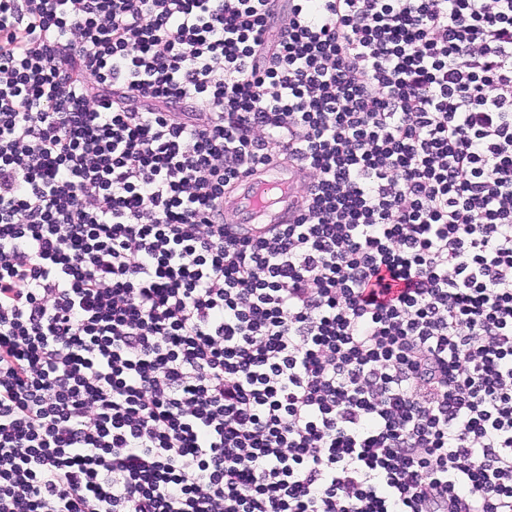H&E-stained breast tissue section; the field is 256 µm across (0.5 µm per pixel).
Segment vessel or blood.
I'll use <instances>...</instances> for the list:
<instances>
[{"label": "vessel or blood", "instance_id": "vessel-or-blood-1", "mask_svg": "<svg viewBox=\"0 0 512 512\" xmlns=\"http://www.w3.org/2000/svg\"><path fill=\"white\" fill-rule=\"evenodd\" d=\"M297 180V169L285 163L244 177L228 208L230 223H285L298 199Z\"/></svg>", "mask_w": 512, "mask_h": 512}]
</instances>
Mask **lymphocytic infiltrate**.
Masks as SVG:
<instances>
[{"label":"lymphocytic infiltrate","instance_id":"1","mask_svg":"<svg viewBox=\"0 0 512 512\" xmlns=\"http://www.w3.org/2000/svg\"><path fill=\"white\" fill-rule=\"evenodd\" d=\"M0 512H512V0H0ZM298 171L288 163L244 177L226 207L230 224H282L295 209Z\"/></svg>","mask_w":512,"mask_h":512}]
</instances>
